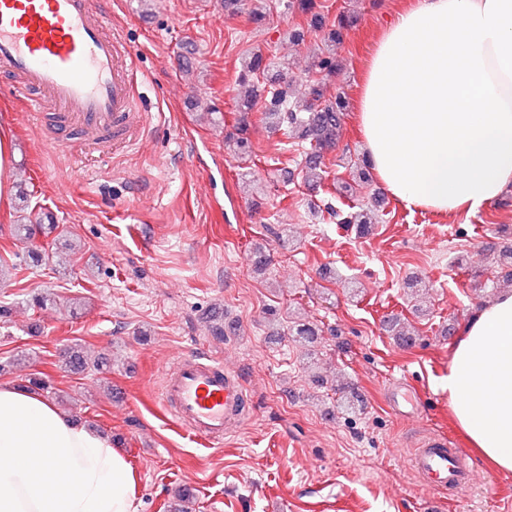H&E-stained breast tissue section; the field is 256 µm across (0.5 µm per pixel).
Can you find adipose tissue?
Here are the masks:
<instances>
[{
	"instance_id": "adipose-tissue-1",
	"label": "adipose tissue",
	"mask_w": 512,
	"mask_h": 512,
	"mask_svg": "<svg viewBox=\"0 0 512 512\" xmlns=\"http://www.w3.org/2000/svg\"><path fill=\"white\" fill-rule=\"evenodd\" d=\"M365 156L409 209L475 215L512 190V0H410L355 102ZM448 399L469 447L512 471V292L464 326ZM134 471L93 429L0 384V512H138Z\"/></svg>"
}]
</instances>
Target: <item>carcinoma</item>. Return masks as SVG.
Here are the masks:
<instances>
[{
  "instance_id": "obj_1",
  "label": "carcinoma",
  "mask_w": 512,
  "mask_h": 512,
  "mask_svg": "<svg viewBox=\"0 0 512 512\" xmlns=\"http://www.w3.org/2000/svg\"><path fill=\"white\" fill-rule=\"evenodd\" d=\"M287 7L311 15L310 27L323 32L322 47L314 56V67L317 78L308 84L307 98L297 100L292 96L288 78L289 67L254 52L240 63L239 83L248 86V93L237 101L238 118L234 131L225 134V142L229 149L244 158L248 156L249 143L246 134L249 130V115L256 107L260 97L259 84L268 87V105L263 112L264 122L273 130L280 131L288 138H297L303 149L300 170L304 186L311 191L318 190L328 176L325 156L335 150L340 139L344 119V107L341 96L329 99L325 96L326 81L336 74V41L340 40L343 31L353 23V17L342 13L332 23L315 11L313 0H291ZM20 205L16 208L17 224L14 225L16 238L28 242L39 231L49 235L59 228L52 223V217L41 215L32 220L25 215L29 209L27 194L19 192ZM332 215L339 224H348L355 228L361 236L372 234L375 224V213L367 208L347 206L332 209ZM287 335L295 343L308 351L309 359H316V344L320 336L319 327L297 312L288 317ZM65 366L73 371H85L90 364L87 357L78 347L68 350Z\"/></svg>"
}]
</instances>
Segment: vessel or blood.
Returning <instances> with one entry per match:
<instances>
[{
    "label": "vessel or blood",
    "mask_w": 512,
    "mask_h": 512,
    "mask_svg": "<svg viewBox=\"0 0 512 512\" xmlns=\"http://www.w3.org/2000/svg\"><path fill=\"white\" fill-rule=\"evenodd\" d=\"M110 15L92 10L89 0H0V70L27 98L45 92L60 105L53 115L59 133L79 124L101 149L137 142L145 132L135 105L132 51L119 30L109 29ZM161 402L182 429L210 443L222 442L248 416L242 379L223 361L193 353L179 356L168 370ZM389 407L403 417L418 412L399 383L389 391ZM412 466L434 491L474 481L470 456L443 434L417 449Z\"/></svg>",
    "instance_id": "vessel-or-blood-1"
}]
</instances>
